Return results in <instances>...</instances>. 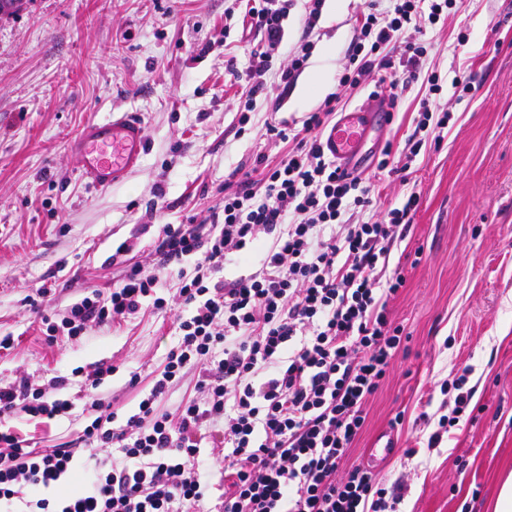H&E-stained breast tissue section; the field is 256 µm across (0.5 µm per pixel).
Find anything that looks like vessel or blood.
Returning <instances> with one entry per match:
<instances>
[{"mask_svg": "<svg viewBox=\"0 0 512 512\" xmlns=\"http://www.w3.org/2000/svg\"><path fill=\"white\" fill-rule=\"evenodd\" d=\"M391 120L389 108L377 99L338 113L335 123L321 135L323 150L341 171L358 175L370 132ZM144 144L141 122L131 113L116 112L86 125L70 148L82 161L84 177L94 186L107 188L140 167Z\"/></svg>", "mask_w": 512, "mask_h": 512, "instance_id": "obj_1", "label": "vessel or blood"}]
</instances>
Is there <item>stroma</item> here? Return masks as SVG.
I'll list each match as a JSON object with an SVG mask.
<instances>
[{"mask_svg":"<svg viewBox=\"0 0 512 512\" xmlns=\"http://www.w3.org/2000/svg\"><path fill=\"white\" fill-rule=\"evenodd\" d=\"M233 0H27L0 16V383L26 376L39 387L69 378L61 397L70 415H20L13 431L39 448L81 436L89 406L110 403L116 424L135 413L178 337L171 314L136 316L78 340L47 343L24 302L43 287L45 309L62 312L93 289L111 288L122 269L150 266L163 225L202 221L224 177L257 153L284 159L288 144L266 139L270 116L257 101L250 128L237 134L248 58L238 47L241 15ZM370 0H325L317 45L284 97L280 117L301 119L331 92L347 62L357 17ZM429 55L400 97L390 126L364 146L374 158L402 144L421 99L450 121L441 144H427L405 175L382 174L362 213L378 220L417 193L409 249L420 261L390 300L403 328L393 367L366 408L351 457H367L381 435L395 448L373 467L384 486L402 485L394 512H493L500 480L512 470V0H458L447 21L424 29ZM467 72L472 91L456 99L451 82ZM443 87L429 96L427 78ZM115 112L141 120V167L106 189L82 175L70 143L82 128ZM128 251L115 256L120 243ZM112 367L98 388L81 391L76 368ZM137 387H128L131 374ZM464 378L473 424L450 428L429 446L450 387Z\"/></svg>","mask_w":512,"mask_h":512,"instance_id":"35a3bbf8","label":"stroma"}]
</instances>
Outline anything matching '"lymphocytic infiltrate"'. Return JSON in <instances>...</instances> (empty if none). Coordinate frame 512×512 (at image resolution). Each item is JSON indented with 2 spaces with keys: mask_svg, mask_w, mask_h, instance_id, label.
<instances>
[{
  "mask_svg": "<svg viewBox=\"0 0 512 512\" xmlns=\"http://www.w3.org/2000/svg\"><path fill=\"white\" fill-rule=\"evenodd\" d=\"M293 2L246 0L251 37L246 110L238 118L239 126L249 125L257 97L268 96L274 117L265 136L289 144L287 158L272 164L260 153L250 167L233 169L223 200L202 223L163 226L152 269L126 267L109 292H88L60 320L42 311L49 289L28 298L50 344L173 301L179 339L124 425L114 426L108 404L92 401L94 418L78 441L51 450L31 448L8 423L21 413L55 419L72 410V401L50 397L24 376L0 385V500L79 470L85 485L53 501L38 499L37 512H202L210 485L199 457L216 430L224 446L221 512H386L385 489L349 456L365 406L401 344L403 328L388 304L406 278L390 259L420 197L408 195L373 223L356 221L372 204L371 188L328 159L321 133L339 91L364 80L397 106L399 87L416 78L428 48L409 41L396 56L389 45L406 31L446 21L456 0L370 6L355 22L338 92L298 126L276 119L283 98L271 96L265 80ZM323 3L308 0L280 85L291 86L312 56ZM255 252L258 269L224 276L228 261ZM189 260L194 276L180 278L173 299L161 296L159 271ZM189 375L200 399L162 410ZM113 448L124 460L109 468Z\"/></svg>",
  "mask_w": 512,
  "mask_h": 512,
  "instance_id": "f902f5d3",
  "label": "lymphocytic infiltrate"
}]
</instances>
